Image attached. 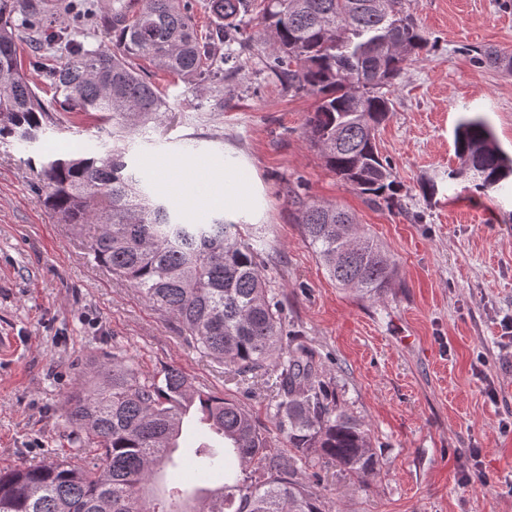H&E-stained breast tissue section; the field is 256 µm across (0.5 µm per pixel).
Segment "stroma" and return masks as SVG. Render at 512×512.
Here are the masks:
<instances>
[{
	"mask_svg": "<svg viewBox=\"0 0 512 512\" xmlns=\"http://www.w3.org/2000/svg\"><path fill=\"white\" fill-rule=\"evenodd\" d=\"M41 2L48 31L106 43L93 23L104 0ZM411 12L438 48L389 87L395 110L376 133L402 187L400 208L369 206L326 167L303 135L318 99L269 73V36L254 19L240 26L241 51L225 63L222 84L153 74L173 118L135 137L126 161L184 224L220 215L194 196L222 188L226 161L260 187L258 210L242 220L269 255L264 272L285 325L318 350L326 381L378 456L365 477L324 459L307 466L320 477L325 512H512V196L448 178L462 117H485L512 154V72L467 56L486 48L512 56V0H411ZM60 118L63 129L37 143H0V469L69 455L67 402L115 351L146 376L180 369L245 404L278 437L270 374L225 372L188 346L172 316L97 265L42 203L29 156L100 153L107 141L91 118ZM431 180L439 191L428 197ZM311 203L350 211L382 245L395 264L383 299L329 279L299 224Z\"/></svg>",
	"mask_w": 512,
	"mask_h": 512,
	"instance_id": "1",
	"label": "stroma"
}]
</instances>
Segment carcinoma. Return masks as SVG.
Returning <instances> with one entry per match:
<instances>
[{
  "label": "carcinoma",
  "instance_id": "carcinoma-1",
  "mask_svg": "<svg viewBox=\"0 0 512 512\" xmlns=\"http://www.w3.org/2000/svg\"><path fill=\"white\" fill-rule=\"evenodd\" d=\"M257 1L261 24L272 35L270 73L288 90L318 97L305 122L306 140L369 204L401 206L375 129L393 112L383 89L429 50L409 0H210L220 23L203 38L191 0H143L133 14L116 9L98 18L113 48L75 45L65 33L47 41L41 6L0 0V142L34 144L57 124L18 59L15 16L22 15L34 63L45 69L55 104L106 126L110 142L102 153L28 158L39 165L44 204L78 236L93 226L95 261L174 316L196 350L235 374L272 369V417L288 454L275 449L244 405L195 387L177 368L146 377L114 354L95 371L102 382L70 399L74 460L1 469L0 512H106L109 504L112 512H323L301 467L318 456L356 475L376 469L367 429L338 406L321 379L316 352L286 332L283 301L263 274L250 234L222 217L179 223L124 161L131 135L170 111L139 62L187 80L200 77L212 68L218 46L230 55ZM393 37L403 43L404 55L385 50ZM58 52L67 60L49 65ZM470 59L512 66L511 56L492 49ZM454 147L460 165L449 179L464 178L484 193L505 189L512 158L483 117L459 121ZM300 224L329 278L382 298L394 263L352 214L312 203ZM182 435L193 444L176 457ZM187 467L207 477L220 474L223 483L201 480L192 492L174 485Z\"/></svg>",
  "mask_w": 512,
  "mask_h": 512
}]
</instances>
